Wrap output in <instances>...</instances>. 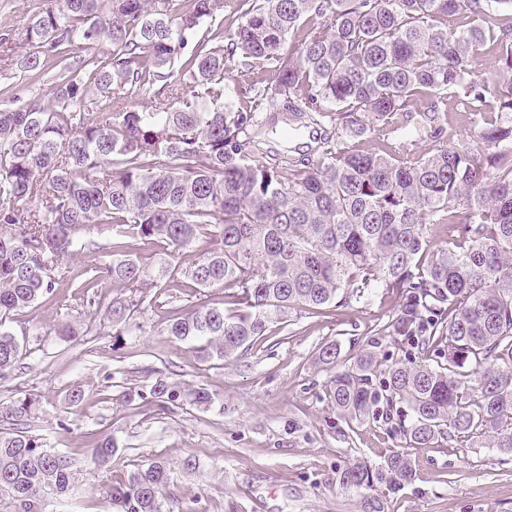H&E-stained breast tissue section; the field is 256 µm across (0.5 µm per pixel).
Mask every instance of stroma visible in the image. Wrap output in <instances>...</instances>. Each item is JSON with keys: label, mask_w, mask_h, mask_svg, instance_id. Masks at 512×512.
Wrapping results in <instances>:
<instances>
[{"label": "stroma", "mask_w": 512, "mask_h": 512, "mask_svg": "<svg viewBox=\"0 0 512 512\" xmlns=\"http://www.w3.org/2000/svg\"><path fill=\"white\" fill-rule=\"evenodd\" d=\"M62 263L69 278L57 292L66 308L46 305L15 317L12 330L30 331L27 353L13 377L0 380V400L38 399L33 433L47 450L75 461L70 498L63 505L49 501V512H116L113 483L157 458L171 469L175 512H359L356 498L337 487V469L355 460L378 464L394 450L407 454L416 478L388 494V512H512V453L444 442L411 447L394 424L350 419L333 406V371L316 365L319 349L333 342L345 356L369 348L382 361L403 358L399 337L381 332L395 303L354 302L329 318L297 312L224 368L212 369L190 342L163 331L171 311L191 304L187 288L147 289L138 327L121 342L106 334L60 340L53 331L58 320L97 322L107 307L90 302L79 287L90 267L85 254ZM158 377L206 388L215 403L164 409L119 402L123 390ZM76 386L83 402L71 409L67 394ZM94 434L118 442L109 468L89 463ZM188 458L195 468H184Z\"/></svg>", "instance_id": "1"}]
</instances>
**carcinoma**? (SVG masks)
Here are the masks:
<instances>
[{"label":"carcinoma","mask_w":512,"mask_h":512,"mask_svg":"<svg viewBox=\"0 0 512 512\" xmlns=\"http://www.w3.org/2000/svg\"><path fill=\"white\" fill-rule=\"evenodd\" d=\"M230 9L233 28L201 30ZM512 0H42L25 49L0 62L36 82L57 70L50 98L0 106V380L23 356L5 324L60 303L61 259L91 254L82 288L126 293L108 315L130 333L146 288H190L200 302L164 330L221 368L302 309L322 316L373 298L398 300L383 327L435 366L364 349L316 363L335 370L330 399L352 419L396 411L411 446L466 440L512 452V18L485 26ZM494 65L477 72L486 44ZM251 81L226 95L229 63ZM154 91L149 110L127 100ZM474 117L448 131V96ZM427 99L413 111L417 97ZM434 148L414 151L405 124ZM313 133L311 153H268L273 135ZM109 233L110 246L97 237ZM151 245L164 258L139 255ZM194 253L187 264L166 257ZM220 288L224 299H203ZM63 341L97 336L62 319ZM383 375L381 385L373 383ZM128 389L131 405L208 408L205 388L166 378ZM30 395L0 401V491L13 512H47L66 497L72 458L47 451L29 419ZM118 451L90 441V464ZM163 460L112 486L117 512H171ZM415 481L402 452L336 471L361 512H386L380 488Z\"/></svg>","instance_id":"1"}]
</instances>
